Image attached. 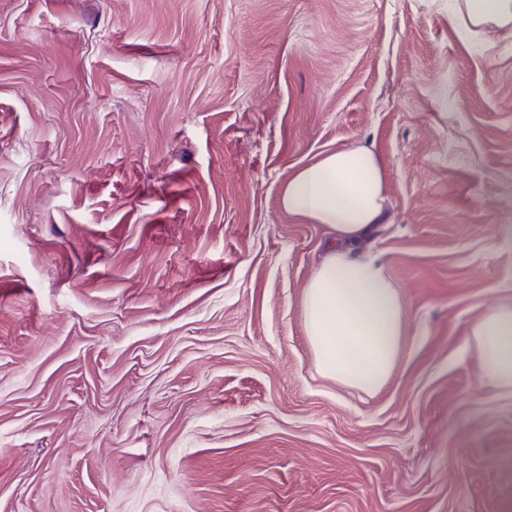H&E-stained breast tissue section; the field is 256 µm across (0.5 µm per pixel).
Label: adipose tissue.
Returning a JSON list of instances; mask_svg holds the SVG:
<instances>
[{
  "instance_id": "1",
  "label": "adipose tissue",
  "mask_w": 512,
  "mask_h": 512,
  "mask_svg": "<svg viewBox=\"0 0 512 512\" xmlns=\"http://www.w3.org/2000/svg\"><path fill=\"white\" fill-rule=\"evenodd\" d=\"M448 21L465 40L489 25L512 31V0H448ZM388 195L382 158L362 145L319 156L281 188L288 214L327 231L325 255L304 290V328L318 369L371 394L393 376L409 334L406 307L384 264L362 254L386 218ZM466 346L481 383L512 392V299L485 308Z\"/></svg>"
}]
</instances>
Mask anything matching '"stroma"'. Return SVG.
<instances>
[{
    "label": "stroma",
    "instance_id": "stroma-1",
    "mask_svg": "<svg viewBox=\"0 0 512 512\" xmlns=\"http://www.w3.org/2000/svg\"><path fill=\"white\" fill-rule=\"evenodd\" d=\"M385 161L410 339L375 394L302 321L292 172ZM512 37L443 0H0V512H512ZM466 346L476 357L483 386L512 392V299L485 308L471 325Z\"/></svg>",
    "mask_w": 512,
    "mask_h": 512
}]
</instances>
